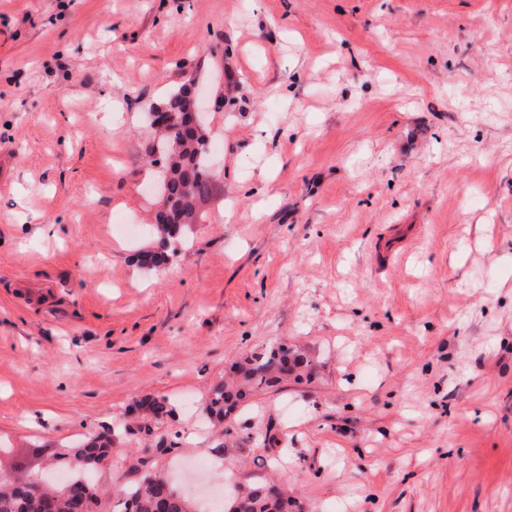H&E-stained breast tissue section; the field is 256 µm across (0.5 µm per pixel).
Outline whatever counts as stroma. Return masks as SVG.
Wrapping results in <instances>:
<instances>
[{"instance_id":"obj_1","label":"stroma","mask_w":512,"mask_h":512,"mask_svg":"<svg viewBox=\"0 0 512 512\" xmlns=\"http://www.w3.org/2000/svg\"><path fill=\"white\" fill-rule=\"evenodd\" d=\"M190 80L215 189L148 268L144 115ZM276 341L309 377L211 425ZM147 395L205 505L512 512V0H0V472L109 428L130 481ZM271 484L253 483L243 485L242 493H236V496L225 503L223 501L216 510H207L210 512H292L295 507V501L288 498V494L280 492L279 497L271 498L264 492V488Z\"/></svg>"}]
</instances>
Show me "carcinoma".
<instances>
[{"mask_svg": "<svg viewBox=\"0 0 512 512\" xmlns=\"http://www.w3.org/2000/svg\"><path fill=\"white\" fill-rule=\"evenodd\" d=\"M189 87L171 93L162 106L177 137L169 141L162 157V194L174 210L177 224H155L159 245L172 243L191 225L199 223L195 200L206 196L212 175L206 165V147H197L196 136L183 127L182 114L188 103ZM309 367L304 352L286 343H275L251 353L230 367L232 378L210 387L204 405L205 415L222 423L236 414L252 392L275 387L293 376L300 378ZM145 415L170 413L165 398H143L137 403ZM68 465L75 477L59 488L40 493L32 479L0 481V512H80L101 503L100 487L95 477L109 469L112 458V431L106 430L69 448ZM143 473L130 486L114 489L113 512H191V501L175 489L166 473L141 462ZM266 484L242 486L243 492L221 503L214 512H292L295 501L282 492L271 498Z\"/></svg>", "mask_w": 512, "mask_h": 512, "instance_id": "obj_1", "label": "carcinoma"}]
</instances>
